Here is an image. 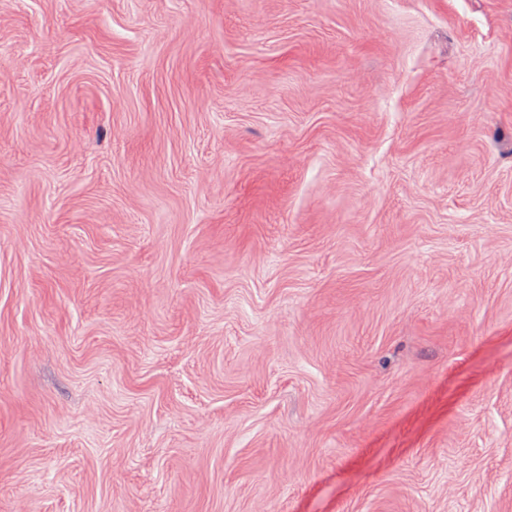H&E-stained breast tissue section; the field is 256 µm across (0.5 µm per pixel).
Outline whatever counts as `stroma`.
<instances>
[{
	"instance_id": "1",
	"label": "stroma",
	"mask_w": 512,
	"mask_h": 512,
	"mask_svg": "<svg viewBox=\"0 0 512 512\" xmlns=\"http://www.w3.org/2000/svg\"><path fill=\"white\" fill-rule=\"evenodd\" d=\"M0 512H512V0H0Z\"/></svg>"
}]
</instances>
